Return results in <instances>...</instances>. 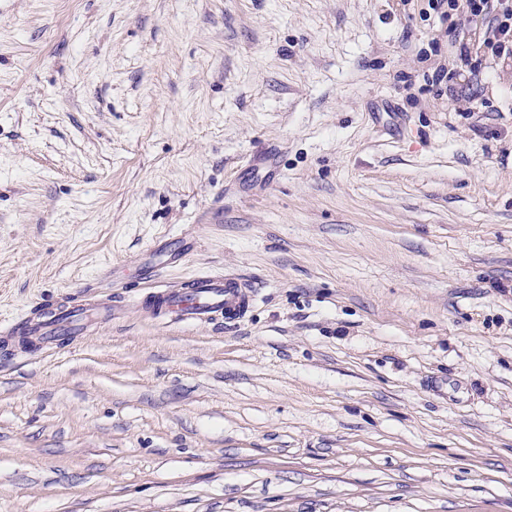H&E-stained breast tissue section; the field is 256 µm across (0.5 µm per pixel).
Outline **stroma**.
Returning <instances> with one entry per match:
<instances>
[{
    "instance_id": "1",
    "label": "stroma",
    "mask_w": 512,
    "mask_h": 512,
    "mask_svg": "<svg viewBox=\"0 0 512 512\" xmlns=\"http://www.w3.org/2000/svg\"><path fill=\"white\" fill-rule=\"evenodd\" d=\"M428 3L0 0V324L122 307L0 341V512H512V60ZM157 308L174 323H201L224 313L235 320L248 310L254 294L234 276L208 272L196 274L184 288L159 292ZM101 308L78 303L70 308L45 304L37 317L27 315L0 328L2 336H36L46 346L81 336Z\"/></svg>"
}]
</instances>
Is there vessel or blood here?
<instances>
[{"mask_svg": "<svg viewBox=\"0 0 512 512\" xmlns=\"http://www.w3.org/2000/svg\"><path fill=\"white\" fill-rule=\"evenodd\" d=\"M254 294L234 276L196 274L185 287L159 292L156 305L175 323H201L216 315L235 320L248 310ZM99 308L79 303L68 308L42 305L38 316H26L0 328L4 336H34L45 345L82 335Z\"/></svg>", "mask_w": 512, "mask_h": 512, "instance_id": "b4317fda", "label": "vessel or blood"}]
</instances>
